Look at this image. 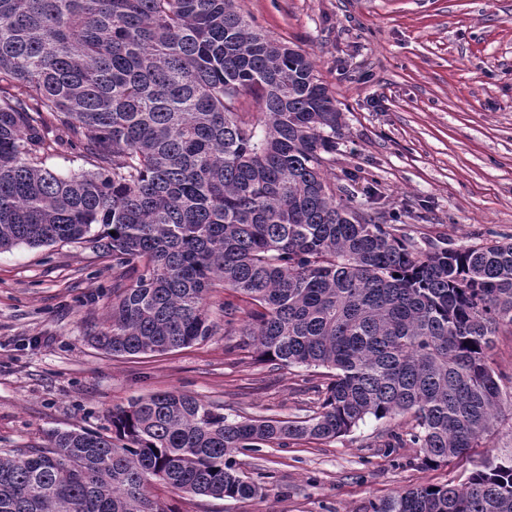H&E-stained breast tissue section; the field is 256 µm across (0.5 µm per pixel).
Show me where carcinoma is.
<instances>
[{"mask_svg":"<svg viewBox=\"0 0 512 512\" xmlns=\"http://www.w3.org/2000/svg\"><path fill=\"white\" fill-rule=\"evenodd\" d=\"M238 0H0V250L80 244L132 284L90 337L164 354L247 304L265 362L329 370L305 418L229 419L179 390L116 406L112 434L54 431L0 450V512H173L152 485L217 499L266 486L235 454L336 439L413 414L396 446L434 468L480 446L512 392L491 366L512 336V241L422 247L330 179L342 112L299 48ZM249 96L257 106L243 105ZM74 158L66 174L56 158ZM370 512H512V455L464 487L421 485Z\"/></svg>","mask_w":512,"mask_h":512,"instance_id":"carcinoma-1","label":"carcinoma"}]
</instances>
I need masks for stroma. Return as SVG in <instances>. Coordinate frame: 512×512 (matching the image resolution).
<instances>
[{
	"instance_id": "obj_1",
	"label": "stroma",
	"mask_w": 512,
	"mask_h": 512,
	"mask_svg": "<svg viewBox=\"0 0 512 512\" xmlns=\"http://www.w3.org/2000/svg\"><path fill=\"white\" fill-rule=\"evenodd\" d=\"M279 41L298 46L340 102L342 138L329 175L355 174L360 211L396 217L416 241L469 246L512 238V0H238ZM112 259L73 244L0 251V448L46 445L54 431H106L113 406L167 390L228 417L317 411L322 369L283 368L225 334L224 291L212 336L154 356H112L88 333L111 312ZM410 417L366 419L330 442L264 445L237 455L265 499H214L162 485L174 512H367L419 485H461L475 463L512 452V422L482 447L423 468L393 448Z\"/></svg>"
}]
</instances>
